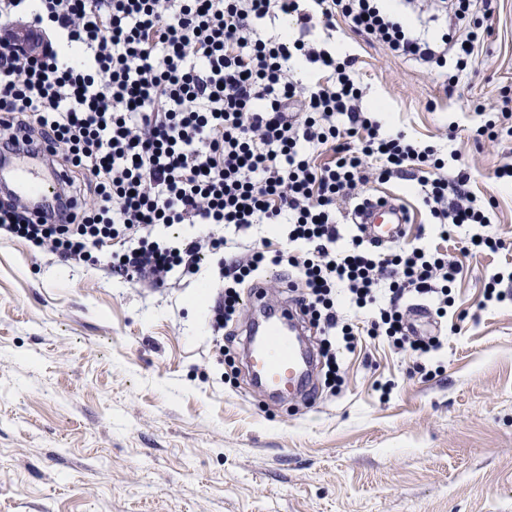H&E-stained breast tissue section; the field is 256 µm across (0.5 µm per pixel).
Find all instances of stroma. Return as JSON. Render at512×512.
Listing matches in <instances>:
<instances>
[{"instance_id": "1", "label": "stroma", "mask_w": 512, "mask_h": 512, "mask_svg": "<svg viewBox=\"0 0 512 512\" xmlns=\"http://www.w3.org/2000/svg\"><path fill=\"white\" fill-rule=\"evenodd\" d=\"M413 35L457 38L452 0H387ZM477 57L444 91L445 73L396 56L337 20L312 30L356 57L364 103L385 129L434 146L470 176L488 225L441 248L463 259L445 320L417 322L442 349L422 359L381 337L341 352L342 381L317 368L318 395L276 403L219 351L210 309L224 290L218 255L165 288L132 285L91 264L67 265L0 234V512H512V135L473 133L512 90V0H493ZM485 111H474V103ZM411 222L430 215L415 182H369ZM482 232L508 249L462 256Z\"/></svg>"}]
</instances>
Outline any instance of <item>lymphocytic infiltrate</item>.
Here are the masks:
<instances>
[{
  "mask_svg": "<svg viewBox=\"0 0 512 512\" xmlns=\"http://www.w3.org/2000/svg\"><path fill=\"white\" fill-rule=\"evenodd\" d=\"M474 7L456 0L466 33L450 56L412 36L382 0H0V29L21 17L51 36L34 58L0 50V145L31 153L51 142L52 164L68 174L64 217L5 192L0 230L67 263L96 248L107 274L161 287L195 273L202 249L227 247L217 227L263 224L258 246L219 262L216 327L233 320L241 288L261 283L264 266L285 264L295 303L322 333L329 374L339 372V349L355 345L349 309L367 313L368 335L431 356L443 342L408 334L406 304L430 298L445 317L462 262L435 246L396 251L343 236L336 213L358 185L409 178L445 240L452 228L489 221L467 172L442 177L433 146L383 132L361 105L354 56L285 35L262 39L255 23L282 15L331 28L344 18L395 55L453 65L452 91L481 39ZM312 147L330 161L316 163ZM160 224L199 231L163 242L153 234ZM283 234L286 251L273 246Z\"/></svg>",
  "mask_w": 512,
  "mask_h": 512,
  "instance_id": "f902f5d3",
  "label": "lymphocytic infiltrate"
}]
</instances>
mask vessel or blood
<instances>
[{
	"label": "vessel or blood",
	"mask_w": 512,
	"mask_h": 512,
	"mask_svg": "<svg viewBox=\"0 0 512 512\" xmlns=\"http://www.w3.org/2000/svg\"><path fill=\"white\" fill-rule=\"evenodd\" d=\"M65 174L54 169L49 179L22 164L12 167L11 190L23 201L32 198L56 199L60 196ZM371 242L391 243L400 238L410 215L403 202L391 196L369 198L352 214ZM262 323L246 330L245 360L255 385L272 396L280 397L308 390L314 351L293 307L260 305Z\"/></svg>",
	"instance_id": "b4317fda"
}]
</instances>
